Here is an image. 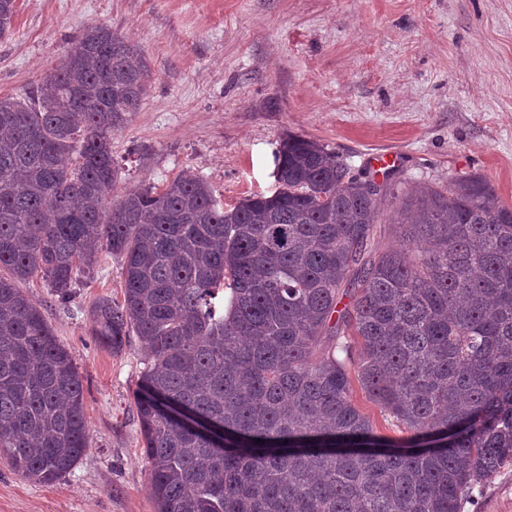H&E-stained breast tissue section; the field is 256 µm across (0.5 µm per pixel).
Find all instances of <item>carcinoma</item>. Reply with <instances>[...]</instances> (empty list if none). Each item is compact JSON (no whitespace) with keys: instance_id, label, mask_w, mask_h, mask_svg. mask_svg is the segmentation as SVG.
I'll return each instance as SVG.
<instances>
[{"instance_id":"carcinoma-1","label":"carcinoma","mask_w":512,"mask_h":512,"mask_svg":"<svg viewBox=\"0 0 512 512\" xmlns=\"http://www.w3.org/2000/svg\"><path fill=\"white\" fill-rule=\"evenodd\" d=\"M15 14L0 0V38ZM151 80L138 42L92 25L0 97V459L49 484L89 449L82 376L21 284L67 304L103 249L123 301L91 304L92 335L146 349L155 512H460L512 461V206L478 173L374 192L292 135L271 194L226 208L182 171L115 198L112 133Z\"/></svg>"}]
</instances>
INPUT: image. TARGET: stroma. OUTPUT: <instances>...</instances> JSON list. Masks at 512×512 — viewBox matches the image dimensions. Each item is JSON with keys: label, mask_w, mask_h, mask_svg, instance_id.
<instances>
[{"label": "stroma", "mask_w": 512, "mask_h": 512, "mask_svg": "<svg viewBox=\"0 0 512 512\" xmlns=\"http://www.w3.org/2000/svg\"><path fill=\"white\" fill-rule=\"evenodd\" d=\"M0 39V96L22 97L105 24L143 47L153 79L112 137L116 192L163 186L183 170L224 206L275 189L274 153L299 135L385 180L478 172L512 204V0H17ZM122 261L99 252L71 304L42 276L23 283L83 379L89 449L37 484L0 461V512H154L133 393L138 340L99 347L86 314L123 298ZM461 512H512V462Z\"/></svg>", "instance_id": "1"}]
</instances>
